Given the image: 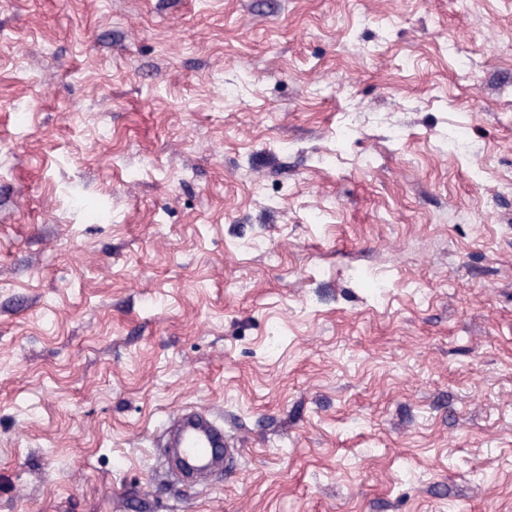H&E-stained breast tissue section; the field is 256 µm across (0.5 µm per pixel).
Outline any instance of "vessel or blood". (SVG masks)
Returning <instances> with one entry per match:
<instances>
[{
	"label": "vessel or blood",
	"mask_w": 512,
	"mask_h": 512,
	"mask_svg": "<svg viewBox=\"0 0 512 512\" xmlns=\"http://www.w3.org/2000/svg\"><path fill=\"white\" fill-rule=\"evenodd\" d=\"M165 434L166 445L173 448L183 476L209 470L218 459V449L229 445L223 422L205 408L178 410L171 415Z\"/></svg>",
	"instance_id": "1"
}]
</instances>
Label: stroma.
Instances as JSON below:
<instances>
[{
  "label": "stroma",
  "instance_id": "obj_1",
  "mask_svg": "<svg viewBox=\"0 0 512 512\" xmlns=\"http://www.w3.org/2000/svg\"><path fill=\"white\" fill-rule=\"evenodd\" d=\"M0 512H512V0H0ZM166 445L173 448L180 461L181 476L203 473L217 461V449L224 447L226 457L231 435L224 434V424L210 409L182 408L169 418Z\"/></svg>",
  "mask_w": 512,
  "mask_h": 512
}]
</instances>
